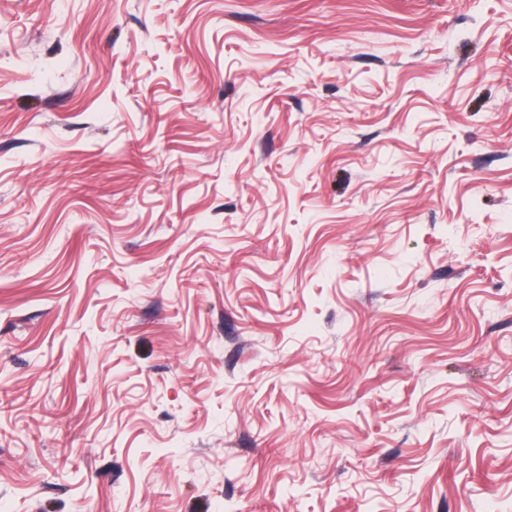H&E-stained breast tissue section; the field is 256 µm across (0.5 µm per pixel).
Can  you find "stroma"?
I'll use <instances>...</instances> for the list:
<instances>
[{
    "instance_id": "obj_1",
    "label": "stroma",
    "mask_w": 512,
    "mask_h": 512,
    "mask_svg": "<svg viewBox=\"0 0 512 512\" xmlns=\"http://www.w3.org/2000/svg\"><path fill=\"white\" fill-rule=\"evenodd\" d=\"M0 512H512V0H0Z\"/></svg>"
}]
</instances>
